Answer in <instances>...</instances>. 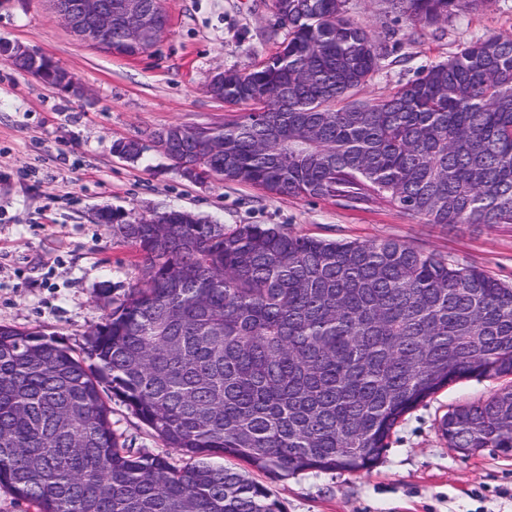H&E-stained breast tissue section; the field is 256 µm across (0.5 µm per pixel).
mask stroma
<instances>
[{"label":"stroma","mask_w":512,"mask_h":512,"mask_svg":"<svg viewBox=\"0 0 512 512\" xmlns=\"http://www.w3.org/2000/svg\"><path fill=\"white\" fill-rule=\"evenodd\" d=\"M163 38L135 58L78 40L52 0H0V40L52 58L82 86L71 95L0 60V324L36 328L71 347L85 344L105 313L142 276L136 249L98 223L99 209L130 219L183 209L232 228L274 224L327 240L397 239L512 283V224L424 223L385 203L356 208L330 198L273 197L263 190L182 178L154 147L171 125H220L240 108L207 91L215 71L248 72L276 52L284 32L273 0H161ZM349 17L390 53L358 94L372 101L417 68L454 56L471 40L512 33V0L461 9L446 23L413 26L386 0H348ZM117 139L144 146L135 161L112 153ZM494 379L450 384L407 414L370 470L256 473L286 512H512V457L484 448L462 455L439 426L463 404L489 399ZM113 430L127 448L182 466L183 456L110 400Z\"/></svg>","instance_id":"35a3bbf8"}]
</instances>
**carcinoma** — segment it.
<instances>
[{"instance_id": "cac0c4a2", "label": "carcinoma", "mask_w": 512, "mask_h": 512, "mask_svg": "<svg viewBox=\"0 0 512 512\" xmlns=\"http://www.w3.org/2000/svg\"><path fill=\"white\" fill-rule=\"evenodd\" d=\"M461 0H387L412 25ZM287 37L256 69L224 72L236 120L198 126L172 159L197 179L275 197L381 198L429 224H512V35L477 38L388 95L356 98L387 47L346 0H274ZM112 152L136 159L140 143ZM100 223L142 277L83 355L0 325V485L34 512H284L246 471L372 468L413 408L468 377H512V285L396 239L332 241L279 226L227 232L189 211ZM112 394L181 468L133 452ZM452 448L512 457V385L441 422Z\"/></svg>"}]
</instances>
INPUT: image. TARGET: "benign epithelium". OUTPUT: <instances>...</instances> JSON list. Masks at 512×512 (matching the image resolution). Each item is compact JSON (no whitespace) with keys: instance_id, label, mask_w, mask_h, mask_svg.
<instances>
[{"instance_id":"obj_1","label":"benign epithelium","mask_w":512,"mask_h":512,"mask_svg":"<svg viewBox=\"0 0 512 512\" xmlns=\"http://www.w3.org/2000/svg\"><path fill=\"white\" fill-rule=\"evenodd\" d=\"M58 18L80 40L97 45L112 53V27H118L123 44L135 48H150L166 33L167 18L154 0H53ZM0 54L14 68L40 79H45L43 56L20 43L8 42L0 46ZM193 141L198 138L195 129H181L179 138L155 141L157 150L167 156L178 139Z\"/></svg>"}]
</instances>
